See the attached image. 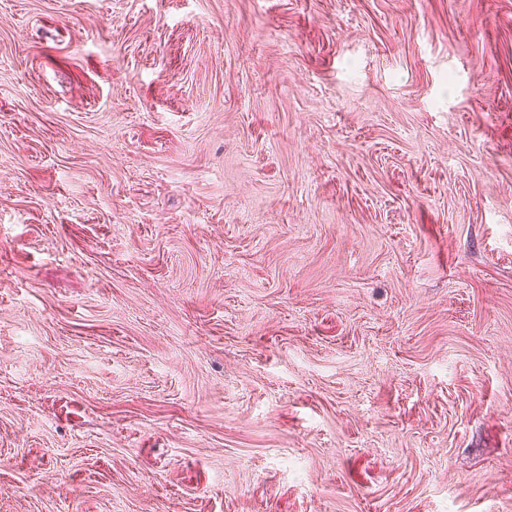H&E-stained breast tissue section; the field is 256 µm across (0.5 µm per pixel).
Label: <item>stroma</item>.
<instances>
[{"instance_id": "stroma-1", "label": "stroma", "mask_w": 512, "mask_h": 512, "mask_svg": "<svg viewBox=\"0 0 512 512\" xmlns=\"http://www.w3.org/2000/svg\"><path fill=\"white\" fill-rule=\"evenodd\" d=\"M0 512H512V0H0Z\"/></svg>"}]
</instances>
